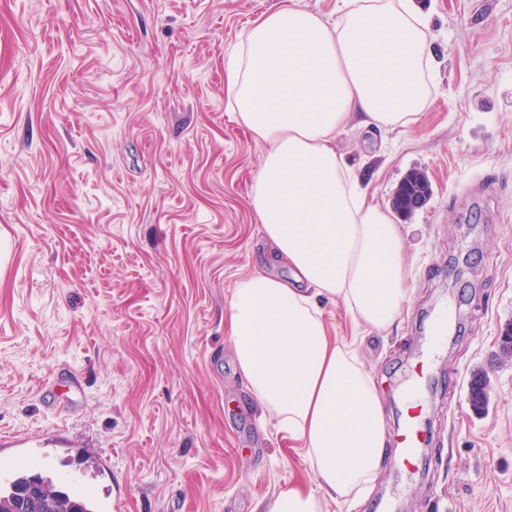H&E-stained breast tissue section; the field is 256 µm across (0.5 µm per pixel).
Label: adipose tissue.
Here are the masks:
<instances>
[{
  "label": "adipose tissue",
  "mask_w": 512,
  "mask_h": 512,
  "mask_svg": "<svg viewBox=\"0 0 512 512\" xmlns=\"http://www.w3.org/2000/svg\"><path fill=\"white\" fill-rule=\"evenodd\" d=\"M339 12L330 25L293 4L271 8L224 59L229 107L267 145L250 204L293 277L242 280L224 320L242 377L314 477L288 481L256 512H332L370 494L387 443L381 399L319 301L383 334L412 293L399 225L368 202L335 141L351 123L416 122L430 97L431 29L411 0H343Z\"/></svg>",
  "instance_id": "adipose-tissue-1"
}]
</instances>
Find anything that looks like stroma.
<instances>
[{
  "label": "stroma",
  "mask_w": 512,
  "mask_h": 512,
  "mask_svg": "<svg viewBox=\"0 0 512 512\" xmlns=\"http://www.w3.org/2000/svg\"><path fill=\"white\" fill-rule=\"evenodd\" d=\"M280 2L0 0V446L51 448L43 474L81 473L120 512H253L310 477L224 326L242 279L289 275L249 203L267 146L224 84L241 31ZM414 3L433 32L426 107L403 129L336 135L369 202L390 205L413 169L433 185L396 219L413 271L400 326L380 336L326 307L390 435L371 494L343 512H512V361H497L512 325V0ZM413 385L429 444L405 471ZM485 388L489 389L487 373L484 371L474 373L470 382V404L475 412H482L487 405L488 401L483 400Z\"/></svg>",
  "instance_id": "stroma-1"
}]
</instances>
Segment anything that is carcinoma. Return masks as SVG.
I'll list each match as a JSON object with an SVG mask.
<instances>
[{
  "instance_id": "carcinoma-1",
  "label": "carcinoma",
  "mask_w": 512,
  "mask_h": 512,
  "mask_svg": "<svg viewBox=\"0 0 512 512\" xmlns=\"http://www.w3.org/2000/svg\"><path fill=\"white\" fill-rule=\"evenodd\" d=\"M417 191V183L403 178L394 192V208L400 213L403 212ZM487 387L489 384L486 372L479 371L472 375L470 404L478 413L487 405L483 400L484 389ZM18 473L12 493L7 497H0V512H87L84 504L75 500L69 490L56 484L52 478L40 473L29 474L23 467L18 469Z\"/></svg>"
}]
</instances>
